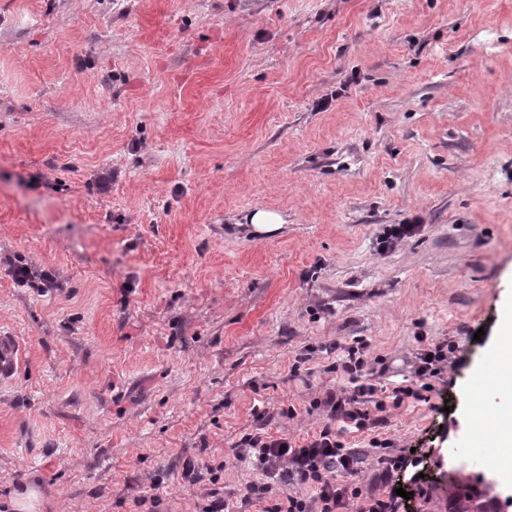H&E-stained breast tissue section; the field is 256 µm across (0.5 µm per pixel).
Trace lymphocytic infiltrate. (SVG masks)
Segmentation results:
<instances>
[{
    "mask_svg": "<svg viewBox=\"0 0 512 512\" xmlns=\"http://www.w3.org/2000/svg\"><path fill=\"white\" fill-rule=\"evenodd\" d=\"M452 351L444 344L421 350L411 379L393 388L390 399L380 398L377 385L369 382L373 366L349 348L340 369L349 380L348 387L326 392L318 405L325 409L327 423L319 433L304 440L283 434L274 436L265 432L247 435L238 445V457L253 458L268 480L263 484L250 483L242 496L244 503L261 504L262 512H399L401 503L389 488L395 473L405 464L404 459L391 455V441L372 439L371 447L380 451L378 463L381 471L378 486L364 489L346 478L355 474L361 458L354 449L346 447L343 437L350 431L365 432L386 422L388 407H400L405 400H422L429 391V378L441 374L451 365ZM279 483L304 485L312 490L311 496L285 494L268 501L270 479Z\"/></svg>",
    "mask_w": 512,
    "mask_h": 512,
    "instance_id": "obj_1",
    "label": "lymphocytic infiltrate"
}]
</instances>
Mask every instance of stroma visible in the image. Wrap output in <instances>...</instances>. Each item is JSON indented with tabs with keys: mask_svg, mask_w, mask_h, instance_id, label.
<instances>
[{
	"mask_svg": "<svg viewBox=\"0 0 512 512\" xmlns=\"http://www.w3.org/2000/svg\"><path fill=\"white\" fill-rule=\"evenodd\" d=\"M511 317L512 0H0V512L31 478L44 512L240 505L242 437L318 433L349 347L389 391L422 336L456 346L429 402L344 440L353 483L386 438L401 512H448ZM419 228V224H397L390 226L378 238V249L381 253L393 251L405 238L416 235ZM10 274L13 280L19 285L35 284V280L40 281L39 288H57V276L56 273L51 270L39 269L28 263L10 262ZM19 346L11 338L0 336V378L11 376L16 370Z\"/></svg>",
	"mask_w": 512,
	"mask_h": 512,
	"instance_id": "35a3bbf8",
	"label": "stroma"
}]
</instances>
